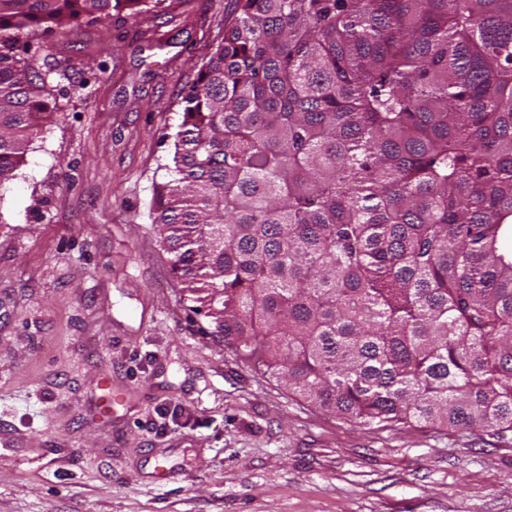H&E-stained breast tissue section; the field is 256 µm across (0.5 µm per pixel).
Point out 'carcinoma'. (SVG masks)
Wrapping results in <instances>:
<instances>
[{"label": "carcinoma", "mask_w": 512, "mask_h": 512, "mask_svg": "<svg viewBox=\"0 0 512 512\" xmlns=\"http://www.w3.org/2000/svg\"><path fill=\"white\" fill-rule=\"evenodd\" d=\"M234 2L152 217L209 335L334 416L512 434V0ZM55 110L0 37V185Z\"/></svg>", "instance_id": "cac0c4a2"}]
</instances>
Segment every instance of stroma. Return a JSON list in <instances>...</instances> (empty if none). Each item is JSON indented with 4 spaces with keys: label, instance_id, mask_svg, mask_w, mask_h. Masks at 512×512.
<instances>
[{
    "label": "stroma",
    "instance_id": "stroma-1",
    "mask_svg": "<svg viewBox=\"0 0 512 512\" xmlns=\"http://www.w3.org/2000/svg\"><path fill=\"white\" fill-rule=\"evenodd\" d=\"M231 7L20 40L58 111L0 186V512H512V435L334 417L208 336L152 210Z\"/></svg>",
    "mask_w": 512,
    "mask_h": 512
}]
</instances>
